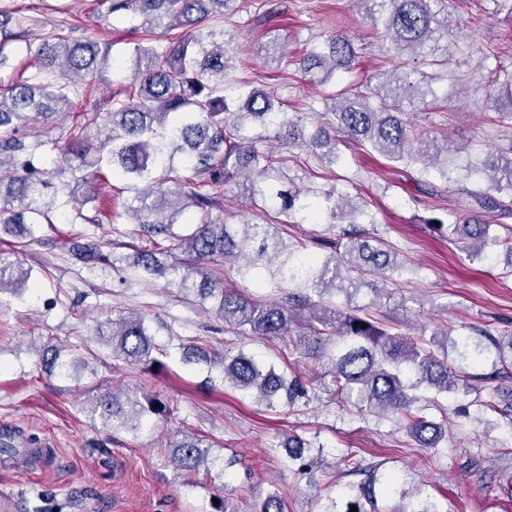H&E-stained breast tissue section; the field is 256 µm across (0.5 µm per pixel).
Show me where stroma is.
Here are the masks:
<instances>
[{"mask_svg": "<svg viewBox=\"0 0 512 512\" xmlns=\"http://www.w3.org/2000/svg\"><path fill=\"white\" fill-rule=\"evenodd\" d=\"M445 5L451 19L447 64L432 69L436 97L409 117L424 139L453 144L447 175L434 165L388 161L352 143L333 166L300 147L281 152L297 186L332 190L362 206L372 219L366 232L396 252L399 267L382 283L381 298L367 293L363 299L378 301L396 332L410 338L424 326L449 329L455 338L472 337L477 328L495 335L512 330L505 254L469 258L447 232L432 226L436 219L460 224L479 213L486 223L499 221L495 213H481L462 188H486L479 168L491 152L512 142V121L498 114L512 100L492 81L495 69L512 71V12L503 0ZM14 10L32 21L26 41L6 47L0 84L31 76L35 62L27 43H38L61 25L76 24L79 36L111 43L114 56L126 62L140 37L131 21L106 18L101 0H0V11ZM225 27L237 33L234 77L275 91L290 111L305 117L323 111L328 91L294 63L307 41L339 32L352 39L355 68L337 75L340 88L377 80L399 64L359 0H246ZM273 42L285 49L282 62L268 60ZM36 235L37 243L24 248L0 236V252L20 250L31 284L23 296L0 295V502H8L7 512H216L223 498L236 512H254L274 491L288 512H324L337 486L350 481L342 462L350 454L402 476L441 512H512V427L487 409L502 403L512 377L487 381L491 360L467 363L474 391L440 396L430 409L432 419L448 423L447 440L435 448L419 447L396 419L358 414L333 395L327 378L311 387L308 401L269 411L221 377L184 363L181 342L243 349L305 378L308 359L283 357L273 340L225 331L214 313L165 279L73 266L57 244L54 225H40ZM132 312L147 318L157 343L167 348L164 368L154 373L106 357L92 336L97 322ZM169 324L177 338H168ZM48 344L83 358L86 369L68 378L47 377L42 354ZM116 385L159 396L170 415L134 434L103 428L86 402ZM189 433L208 436L211 456L229 462V470L176 471L168 461L171 446ZM291 434L312 443L317 465L310 474H299L285 457L281 444Z\"/></svg>", "mask_w": 512, "mask_h": 512, "instance_id": "35a3bbf8", "label": "stroma"}]
</instances>
